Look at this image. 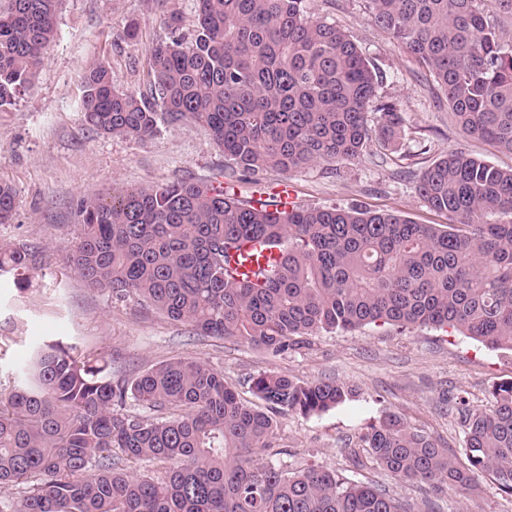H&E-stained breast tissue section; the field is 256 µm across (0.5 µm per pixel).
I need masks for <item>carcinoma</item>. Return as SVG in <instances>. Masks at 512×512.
<instances>
[{
	"instance_id": "obj_1",
	"label": "carcinoma",
	"mask_w": 512,
	"mask_h": 512,
	"mask_svg": "<svg viewBox=\"0 0 512 512\" xmlns=\"http://www.w3.org/2000/svg\"><path fill=\"white\" fill-rule=\"evenodd\" d=\"M172 39L148 57L146 91L112 85L90 67L83 121L106 135L144 139L160 125L207 130L231 164L255 177L358 157L372 136L401 138V108L376 103L386 79L344 29L307 14L306 0H193ZM371 21L428 71L468 137L512 154V38L499 26L512 0H369ZM59 0H0V107L35 79L58 36ZM385 122L373 130L369 113ZM426 206L446 224H417L356 207L276 208L180 180L80 197L69 254L93 292L135 297L197 336L234 338L285 354L320 332L366 325L453 329L512 351V169L455 149L419 177ZM15 191L0 184V224ZM246 240L279 250L254 280L229 271ZM46 247L0 246V276L24 290ZM25 384L0 390V512H408L373 485L317 465L291 471L268 459L277 416L319 415L353 389L278 372L252 381L259 408L210 365L175 359L136 377L112 376V355L62 342L33 350ZM491 406L459 400L465 458L395 414L362 436L371 463L393 479L460 494L489 474L512 494V380ZM164 463L132 475L128 463Z\"/></svg>"
}]
</instances>
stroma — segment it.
Returning a JSON list of instances; mask_svg holds the SVG:
<instances>
[{
    "label": "stroma",
    "mask_w": 512,
    "mask_h": 512,
    "mask_svg": "<svg viewBox=\"0 0 512 512\" xmlns=\"http://www.w3.org/2000/svg\"><path fill=\"white\" fill-rule=\"evenodd\" d=\"M184 16L183 34L195 24L193 0H61L58 37L37 77L14 104L0 108V183L16 191L10 223L0 224V246L31 240L48 248L44 268L25 291L0 278V384L21 375L20 364L42 343L61 340L87 352L110 351L112 373L131 377L176 358L200 359L224 374L246 400L252 380L276 370L301 381H335L355 388L351 401L318 416L288 412L278 418L289 468L318 464L371 483L418 508L426 487L397 481L367 464L354 467L361 437L385 414L464 454V424L443 396L464 398L468 408L485 410L494 384L512 379V352L491 350L458 332L430 327L402 329L368 325L353 332H320L301 349L279 356L232 338H202L188 328L129 298L114 301L90 291L67 260L78 237L74 203L116 186H155L180 179L221 181L228 163L209 132L190 122L161 126L146 139L104 136L83 126L76 103L82 77L105 64L113 86L137 93L145 88L146 60L158 41L168 39L164 16ZM312 17L345 29L363 53L387 74L381 100L399 104L403 132L397 150L370 142L360 157L334 165L318 163L288 175L270 171L260 182L244 177L234 184L242 200L259 198L288 183L301 206H356L396 211L420 224H443L416 191L422 172L448 151L464 148L502 168L512 155L464 137L448 117L425 72L394 45L369 14L368 0H307ZM136 26L135 38L126 35ZM445 512H512V496L492 476L451 495Z\"/></svg>",
    "instance_id": "1"
}]
</instances>
